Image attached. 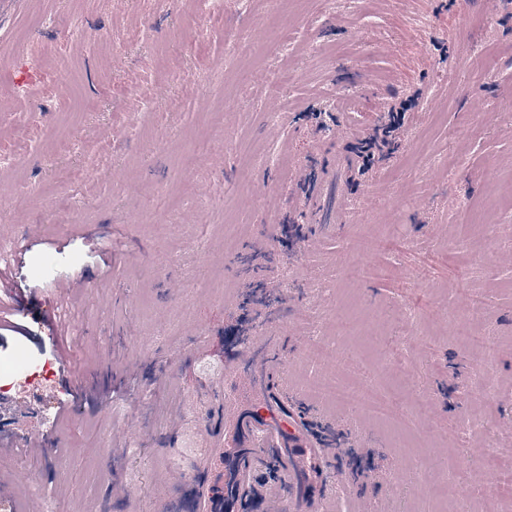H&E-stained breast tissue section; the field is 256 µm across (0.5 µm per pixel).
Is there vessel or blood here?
Returning <instances> with one entry per match:
<instances>
[{
	"instance_id": "vessel-or-blood-1",
	"label": "vessel or blood",
	"mask_w": 512,
	"mask_h": 512,
	"mask_svg": "<svg viewBox=\"0 0 512 512\" xmlns=\"http://www.w3.org/2000/svg\"><path fill=\"white\" fill-rule=\"evenodd\" d=\"M359 162V155L345 153L326 166L297 172L299 219L331 230L347 223V209L327 205L325 194L335 186L337 170ZM281 375L273 337L255 332L238 364L224 375L229 386L224 393V445L209 463L210 470L219 472L235 465L236 491L230 494L221 485L200 483L190 500L192 512H289L294 502L314 505L320 500L333 450L325 438L310 433L303 412L289 408L288 396L280 389ZM239 385L256 386L263 395L276 390V404L287 411V427L238 404L235 388Z\"/></svg>"
}]
</instances>
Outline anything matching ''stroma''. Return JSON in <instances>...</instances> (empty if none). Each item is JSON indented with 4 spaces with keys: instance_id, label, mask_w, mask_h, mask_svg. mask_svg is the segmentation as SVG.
Masks as SVG:
<instances>
[{
    "instance_id": "35a3bbf8",
    "label": "stroma",
    "mask_w": 512,
    "mask_h": 512,
    "mask_svg": "<svg viewBox=\"0 0 512 512\" xmlns=\"http://www.w3.org/2000/svg\"><path fill=\"white\" fill-rule=\"evenodd\" d=\"M0 64V242L20 254L0 301H33L27 335L0 329V432L50 440L16 459L0 512H186L245 309L276 338L289 405L336 450L320 512H512L488 470L512 457V0H215L204 16L190 0H0ZM411 96L372 166L339 177L348 223L299 225L282 248L294 171L335 159L332 128L374 135ZM65 308L74 364L111 398L77 394L58 360L39 314ZM18 356L49 386L20 388ZM352 372L398 388L411 433L310 389Z\"/></svg>"
}]
</instances>
